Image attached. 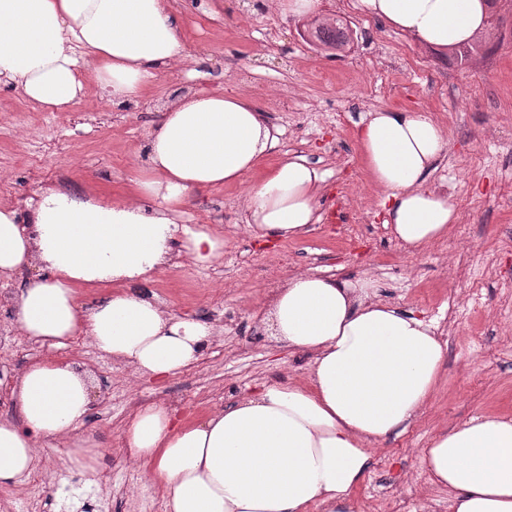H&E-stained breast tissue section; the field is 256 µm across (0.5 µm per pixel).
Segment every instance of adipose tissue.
Segmentation results:
<instances>
[{"mask_svg":"<svg viewBox=\"0 0 512 512\" xmlns=\"http://www.w3.org/2000/svg\"><path fill=\"white\" fill-rule=\"evenodd\" d=\"M365 17L445 52L488 32L494 0H355ZM190 57L170 0H0V85L50 111L80 98L86 75L115 102L141 98ZM281 131L250 101L223 89L166 104L144 146L147 166L128 197L95 201L60 186L33 190L27 218L0 208V280L35 269L13 297L27 338L51 348L83 336L142 379H163L198 360L216 330L172 313L148 290L187 257L207 267L224 239L186 224L193 195L241 182L263 160L246 226L268 242L320 223L326 173L304 157L276 158ZM366 169L384 192V223L421 248L457 220L431 187L447 145L427 112L387 108L357 125ZM96 289L80 301L79 288ZM267 328L310 356L305 383H263L197 422L153 404L125 427L132 463L161 481L167 512H359L375 447L399 435L430 401L445 350L432 325L385 302L370 278L298 273L277 288ZM17 412L0 417V488L36 466L41 442L62 440L77 469L94 472L100 444L83 432L95 400L79 365L29 364ZM421 459L446 487L453 512H512V420L474 417L438 432Z\"/></svg>","mask_w":512,"mask_h":512,"instance_id":"1","label":"adipose tissue"}]
</instances>
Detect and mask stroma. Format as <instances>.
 <instances>
[{
    "mask_svg": "<svg viewBox=\"0 0 512 512\" xmlns=\"http://www.w3.org/2000/svg\"><path fill=\"white\" fill-rule=\"evenodd\" d=\"M171 0L197 58L193 72L165 74L145 95L122 105L103 97L95 80L67 109L48 112L0 86V207L26 214L39 183L127 195L146 164L145 137L174 92L214 87L250 100L282 136L279 154L306 157L327 174L322 221L309 233L267 244L244 229L247 184L195 194L187 222L224 239V254L202 269L160 273L153 289L176 314L224 328L198 361L161 382L133 378L89 341L57 349L96 383L84 429L103 443L97 472L60 470L55 484L12 487L15 502L38 497L53 512L57 497L81 512H150L163 488L130 463L123 430L139 408L174 403L198 420L264 382H296L307 355L277 344L263 318L273 290L308 270L352 281L374 277L383 299L431 321L446 347L440 383L405 432L380 446L370 479L359 489L361 512H450L447 489L431 484L421 461L441 427L494 414L512 420V0H495L480 54L460 61L417 46L362 17L351 0H319L315 13L282 14L277 0ZM341 20L353 43L321 50L302 32ZM428 112L441 123L447 148L430 185L456 203L448 236L418 250L395 240L382 222V191L369 179L355 136L373 109ZM0 287V415L15 412L11 386L47 346L22 336Z\"/></svg>",
    "mask_w": 512,
    "mask_h": 512,
    "instance_id": "obj_1",
    "label": "stroma"
}]
</instances>
